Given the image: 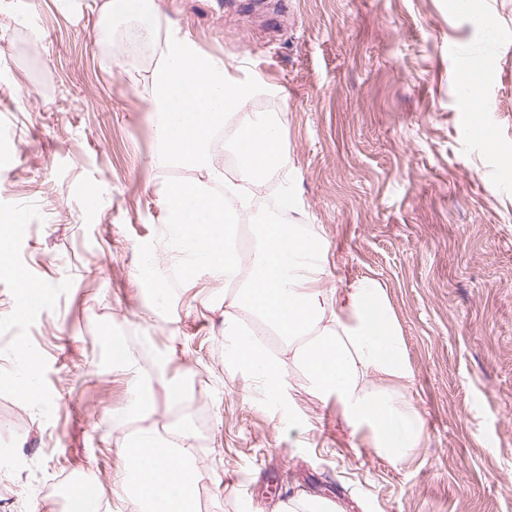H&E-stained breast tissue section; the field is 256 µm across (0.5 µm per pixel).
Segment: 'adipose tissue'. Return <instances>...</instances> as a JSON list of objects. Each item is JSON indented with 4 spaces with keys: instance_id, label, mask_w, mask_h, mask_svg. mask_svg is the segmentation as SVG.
<instances>
[{
    "instance_id": "1",
    "label": "adipose tissue",
    "mask_w": 512,
    "mask_h": 512,
    "mask_svg": "<svg viewBox=\"0 0 512 512\" xmlns=\"http://www.w3.org/2000/svg\"><path fill=\"white\" fill-rule=\"evenodd\" d=\"M99 15L105 23L118 17L133 24L153 44L158 66L145 109L161 149L169 162L206 174V183L167 187L168 222L176 250L187 256L181 274L193 275L204 265L225 282L240 284L224 308V348L227 359L251 376L252 396L286 402L295 387L292 376L300 374L311 396L334 400L351 437H364L379 458L404 460L422 446L423 431L403 394L412 371L384 287L368 278L335 285L323 240L294 224L260 225L252 263L241 266L237 218L224 200L242 192L225 180L211 150L225 114L246 103L238 62L200 55L153 0H104ZM234 150L256 181L287 164L280 129L264 121L240 127ZM244 311L272 331L278 350L242 324ZM178 434V448H166L160 459L153 451L165 448L164 441L151 428L122 443L125 468L117 487L135 512H194L190 426L181 425Z\"/></svg>"
}]
</instances>
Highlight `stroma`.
I'll return each mask as SVG.
<instances>
[{"instance_id": "1", "label": "stroma", "mask_w": 512, "mask_h": 512, "mask_svg": "<svg viewBox=\"0 0 512 512\" xmlns=\"http://www.w3.org/2000/svg\"><path fill=\"white\" fill-rule=\"evenodd\" d=\"M203 55L233 56L260 77L234 120L273 100L288 157L274 179L288 221L324 239L338 285L385 288L413 379L405 395L425 441L402 463L350 441L336 405L246 402L250 379L224 359L223 281L177 266L168 184L204 181L166 165L144 112L151 55L112 59L127 24L103 31L93 0H0V213L27 221L13 263L46 286L40 313L17 315L0 271V512H67L74 476L106 512H131L114 476L132 412L129 373L109 339L149 345V417L173 432L205 409L197 512H280L298 492L339 512H512V0H156ZM493 18L510 45L489 42ZM491 60L470 106L465 57ZM96 193L97 205L85 204ZM34 359L22 393L14 355ZM185 384L171 406L168 382Z\"/></svg>"}]
</instances>
